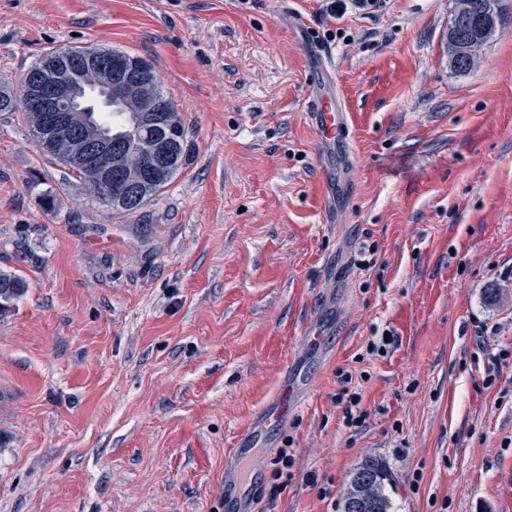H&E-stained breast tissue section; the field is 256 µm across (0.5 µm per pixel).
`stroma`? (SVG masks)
<instances>
[{
  "label": "stroma",
  "mask_w": 512,
  "mask_h": 512,
  "mask_svg": "<svg viewBox=\"0 0 512 512\" xmlns=\"http://www.w3.org/2000/svg\"><path fill=\"white\" fill-rule=\"evenodd\" d=\"M326 4L0 0L1 79L59 47L143 57L190 145L120 218L0 112V269L29 283L0 318V512H224V459L288 370L312 386L268 439L294 478L265 465L259 512H343L370 462L391 512H512V0L465 72L452 0ZM330 89L345 157L304 112ZM337 401L343 403L347 399L344 409V422L347 427H361L368 418V412L361 408L362 395L360 392L351 391L350 388H344L337 394ZM272 464L276 466L273 471L275 480H280L277 487H286L288 482L294 477L292 471L294 459L290 450L288 448H279L272 460ZM383 476L385 477L383 469L375 463H366L357 468L352 473L349 481V488L344 500V512H354L352 510L354 506L352 497L355 495L356 491H358L360 483L365 479L372 480L376 487L375 501L377 503V508L375 512H390L391 503L384 492L383 481L385 478Z\"/></svg>",
  "instance_id": "obj_1"
}]
</instances>
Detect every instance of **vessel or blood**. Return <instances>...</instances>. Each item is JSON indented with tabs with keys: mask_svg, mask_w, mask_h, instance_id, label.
I'll return each instance as SVG.
<instances>
[{
	"mask_svg": "<svg viewBox=\"0 0 512 512\" xmlns=\"http://www.w3.org/2000/svg\"><path fill=\"white\" fill-rule=\"evenodd\" d=\"M306 114L322 136L342 151L349 150L351 139L345 135V113L341 102L331 95L313 96ZM311 384L305 378L284 376L270 404L257 414L253 427L240 438L232 455L224 462V512H254L260 463L254 448L272 425L287 420L298 408Z\"/></svg>",
	"mask_w": 512,
	"mask_h": 512,
	"instance_id": "1",
	"label": "vessel or blood"
}]
</instances>
